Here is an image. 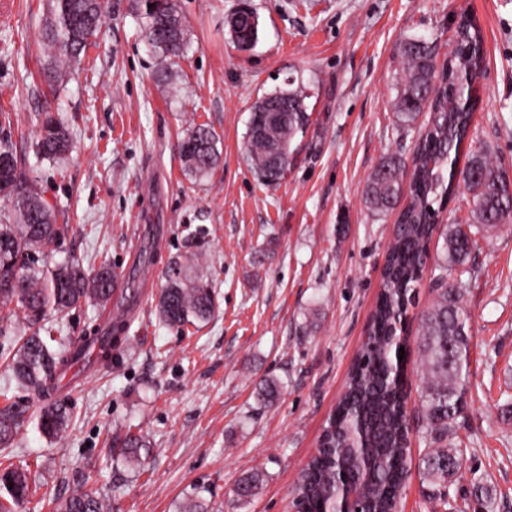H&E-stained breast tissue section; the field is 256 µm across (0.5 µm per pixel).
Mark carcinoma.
I'll return each mask as SVG.
<instances>
[{"label":"carcinoma","instance_id":"1","mask_svg":"<svg viewBox=\"0 0 512 512\" xmlns=\"http://www.w3.org/2000/svg\"><path fill=\"white\" fill-rule=\"evenodd\" d=\"M143 37L160 59L156 71L163 82L184 57L188 29L174 0L152 7L148 0H133ZM105 0H51L40 38L50 50L52 69L71 71L85 56L105 19ZM404 66L397 84L398 125L410 126L426 115L412 158V171L394 155L383 157L368 177L364 203L369 211L384 215L401 198L409 207L394 225L387 251L381 291L370 323V337L356 360L346 388L326 421L322 451L302 470L294 492L301 496L304 512H335L338 497L336 462L353 466L369 487V512H394L408 472L405 440L407 418L402 402L405 361L398 359V341L404 332L405 314L415 297V288L428 259L438 271L435 298L421 316L418 343L422 367L420 395L423 433L428 439L424 458V480L438 488L439 499L448 501V477L462 465L461 450L448 444L466 405L468 353L472 330L462 304L460 285L448 279V265L463 266L477 245L475 235L512 221V178L503 165L482 149L467 155L457 170L459 149L464 142L475 103L471 84L480 76L483 62L479 30L462 19L456 45L448 55V69L438 72L437 44L410 38L400 45ZM302 83L293 79L257 98L246 134L245 156L260 181L278 184L293 161L296 138L306 133L311 114ZM44 159L59 160L71 149L67 129L49 112L40 116L33 142ZM187 169L203 177L218 165L220 153L215 133L204 125L191 124L179 147ZM462 178L472 193L477 224H452L441 250L430 254V243L438 210L448 202L455 180ZM0 196L7 211L0 214V270L16 271L19 283L0 278V307L15 305L24 314L29 334L17 337L0 326V355L16 388L27 394L33 407L31 418L49 439H60L72 420L68 401L61 396V382L83 359L85 349L99 345L108 358L121 336L115 324L109 334L95 331L79 342L65 343L41 325L53 312L75 309L96 300L109 302L120 279H130L107 263L89 273L78 266L39 271L30 265L31 252H52L69 230L57 223L51 206L25 169V157L8 136H0ZM159 313L172 327L209 321L217 309L215 291L209 281L189 279L178 270L167 279L158 301ZM26 410L15 402L0 406V447L12 446ZM149 442L141 435L117 433L107 448L140 471L142 450ZM259 476L244 478L235 488L240 499L254 494ZM31 491L30 469L6 467L0 471V512H17ZM55 512H107L106 502L77 485L64 495L50 497ZM179 512H210L199 494L186 497Z\"/></svg>","mask_w":512,"mask_h":512}]
</instances>
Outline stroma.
Segmentation results:
<instances>
[{
    "label": "stroma",
    "instance_id": "35a3bbf8",
    "mask_svg": "<svg viewBox=\"0 0 512 512\" xmlns=\"http://www.w3.org/2000/svg\"><path fill=\"white\" fill-rule=\"evenodd\" d=\"M175 3L190 46L170 81L155 78L130 0H108L95 46L58 84L44 76L39 46L47 0H0V113L12 117L13 141H31L47 111L73 141L56 162L25 155L70 227L57 250L37 253V268L106 261L128 271L148 226L159 256L140 271L125 341L65 380L73 418L64 437L26 421L0 464L38 465L60 494L81 483L109 512H176L197 491L217 512H289L381 288L397 215L367 210V178L385 155L411 160L418 140L396 122L399 46L433 39L444 58L461 17L474 21L484 72L467 142L512 174V0H249L261 34L248 51L225 27L240 0ZM290 78L307 87L311 124L284 179L265 187L243 153L251 105ZM192 122L218 136L220 164L202 178L177 148ZM198 229L194 249L187 238ZM174 262L217 295L200 328L169 327L156 313ZM462 283L473 336L455 442L466 455L449 492L461 512H512V222L479 239ZM48 321L76 339L100 326L101 310L90 301ZM268 381L279 389L270 407L259 398ZM116 424L149 440L144 471L105 455ZM424 448L413 435L405 512H434L421 486ZM253 473L259 490L237 499ZM480 481L490 488L483 499Z\"/></svg>",
    "mask_w": 512,
    "mask_h": 512
}]
</instances>
